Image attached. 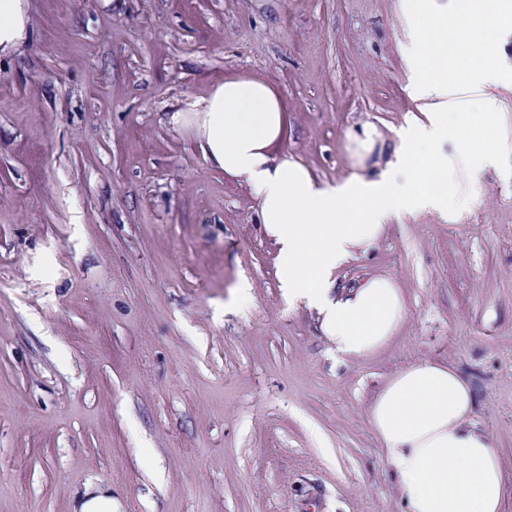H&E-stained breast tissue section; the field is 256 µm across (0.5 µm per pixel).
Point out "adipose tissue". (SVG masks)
<instances>
[{"mask_svg": "<svg viewBox=\"0 0 512 512\" xmlns=\"http://www.w3.org/2000/svg\"><path fill=\"white\" fill-rule=\"evenodd\" d=\"M397 8L406 64L420 77L413 96L421 115L410 118L399 145L374 161L371 174L327 185L298 161L272 160L264 148L280 132V106L257 81L219 84L170 116L172 125L194 126L205 157L249 189L259 224L278 245L282 290L317 314L337 354L355 360L396 336L407 317L405 295L388 276L345 286L336 272L375 247L401 213L456 220L477 176L497 167L504 151L487 136L494 96L484 95L477 116L455 111L448 98L447 33L456 24L475 57L491 59L482 85L497 86V73L512 70V59L494 53L512 38V0H397ZM27 34L26 0H0V53ZM449 143L454 152L446 151ZM475 406L471 385L454 366L427 359L393 374L371 401L369 425L406 512H501L504 469L473 420Z\"/></svg>", "mask_w": 512, "mask_h": 512, "instance_id": "ef3b65f1", "label": "adipose tissue"}]
</instances>
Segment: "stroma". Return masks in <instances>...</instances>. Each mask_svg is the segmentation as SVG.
Returning <instances> with one entry per match:
<instances>
[{
	"label": "stroma",
	"instance_id": "1",
	"mask_svg": "<svg viewBox=\"0 0 512 512\" xmlns=\"http://www.w3.org/2000/svg\"><path fill=\"white\" fill-rule=\"evenodd\" d=\"M0 56V512H405L368 421L416 360L453 365L512 512V151L448 223L405 215L340 284L386 275L407 319L337 355L290 302L246 187L172 111L253 79L281 107L273 158L336 183L346 139L417 111L396 0H27ZM461 112L481 111L448 29ZM250 284L252 302L232 301ZM75 512H112V495L100 486L86 487Z\"/></svg>",
	"mask_w": 512,
	"mask_h": 512
}]
</instances>
